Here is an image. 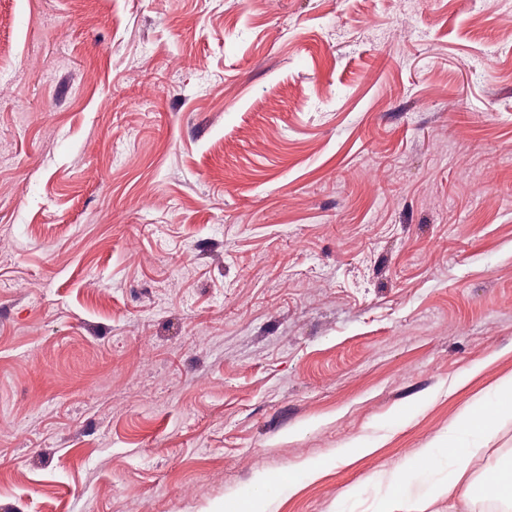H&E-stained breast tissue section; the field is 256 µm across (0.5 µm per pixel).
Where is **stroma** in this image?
Masks as SVG:
<instances>
[{
    "label": "stroma",
    "mask_w": 512,
    "mask_h": 512,
    "mask_svg": "<svg viewBox=\"0 0 512 512\" xmlns=\"http://www.w3.org/2000/svg\"><path fill=\"white\" fill-rule=\"evenodd\" d=\"M512 0H0V512H378L512 376ZM341 460H334L331 458L315 461L311 465L305 468H289L288 475L277 472L268 474L262 481L261 485L254 491L251 492L249 498L245 502L239 511L244 512H265L264 497L268 484H275L288 479V485H299L305 478L314 471H321L333 466H337V462Z\"/></svg>",
    "instance_id": "stroma-1"
}]
</instances>
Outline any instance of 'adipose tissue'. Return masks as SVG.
<instances>
[{"label":"adipose tissue","mask_w":512,"mask_h":512,"mask_svg":"<svg viewBox=\"0 0 512 512\" xmlns=\"http://www.w3.org/2000/svg\"><path fill=\"white\" fill-rule=\"evenodd\" d=\"M509 420H512V377L495 387L487 403L460 417L446 438L404 457L390 471L380 512H413L407 488L415 475L432 479L430 501L448 499L467 508L479 496L501 504L505 512H512L511 460L495 466L490 479L473 482L467 477L472 462L484 452L483 442L489 441L499 425ZM443 466L448 469L447 480L434 481V474Z\"/></svg>","instance_id":"ef3b65f1"}]
</instances>
